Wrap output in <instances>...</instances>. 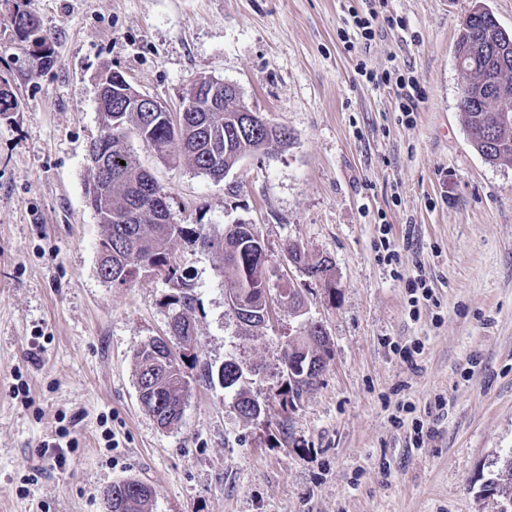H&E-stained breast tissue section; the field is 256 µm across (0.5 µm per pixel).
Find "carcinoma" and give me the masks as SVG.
<instances>
[{
    "instance_id": "carcinoma-1",
    "label": "carcinoma",
    "mask_w": 512,
    "mask_h": 512,
    "mask_svg": "<svg viewBox=\"0 0 512 512\" xmlns=\"http://www.w3.org/2000/svg\"><path fill=\"white\" fill-rule=\"evenodd\" d=\"M11 22L17 33L30 41V29L36 17L28 12H16ZM504 29L492 20V14L481 4L476 5L462 25L455 47L456 56L464 59L463 70L470 80L462 88L459 108L465 115V129L469 142L489 164L512 161V119L506 120L499 101L492 98L493 90L482 79H499L512 84V59L504 65L494 55V48L504 44ZM241 101L227 97L222 112H187L174 122L167 112L106 111L104 129L115 123L131 126L132 134L112 139L108 154V172L112 188L106 195L93 198V209L100 214L99 223L105 232L99 243V253L106 256L105 264L115 287L129 286L142 267L165 269L167 281L178 293L172 297V315L175 316L176 335L185 339L194 335L191 312L194 298L180 267L171 263L173 242L189 228L170 221L167 196L152 175L130 153L127 141L134 138L143 146L163 156L172 143L179 146L180 155L202 172L217 176L228 166L229 155L238 153L244 158L271 142L285 144L290 134L270 124L259 112L246 116L238 111ZM209 248L224 254L222 277L224 288L232 290L229 306L236 316L243 317L248 327L263 324L262 312L267 299L263 279V242L250 224H234L220 235H212L199 225L192 230ZM285 251L304 265L311 278L324 275L330 259H311L299 245L289 243ZM330 355L327 341L319 339L305 343L298 339L289 342L281 358L283 380L277 385L275 397L288 407V394L298 398L315 384L314 377L320 363ZM137 383L145 393L141 406L150 414L158 415L164 426L179 422L183 416L189 380L186 365L181 362L167 365L155 357L149 348L142 347L135 354ZM240 369L235 360L224 362V375H216L205 366L201 377L209 383L221 378L223 388H234L239 381L231 378ZM235 407L246 418H254L263 409L259 400L242 389L236 392ZM487 490L512 501V454L498 468L495 480ZM113 512H147L152 496L148 484L138 479L125 480L124 486H112Z\"/></svg>"
}]
</instances>
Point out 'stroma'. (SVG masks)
I'll return each instance as SVG.
<instances>
[{
  "label": "stroma",
  "instance_id": "stroma-1",
  "mask_svg": "<svg viewBox=\"0 0 512 512\" xmlns=\"http://www.w3.org/2000/svg\"><path fill=\"white\" fill-rule=\"evenodd\" d=\"M475 2L0 0V81L19 103L0 114V512H105L130 477L149 512H499L484 487L512 454V162L486 163L459 109L454 45ZM18 11L52 35L50 67L30 66ZM109 69L174 111L211 76L291 135L221 180L129 142L173 223L253 225L305 298L303 316L244 329L222 253L192 234L174 246L196 298L186 364L259 367V418L195 375L175 425L138 401L134 355L169 337L176 290L98 275L85 185ZM400 75L423 91L410 117ZM289 243L331 260L335 294L287 267ZM312 322L330 355L286 411L281 354ZM61 440L64 462L40 455Z\"/></svg>",
  "mask_w": 512,
  "mask_h": 512
}]
</instances>
